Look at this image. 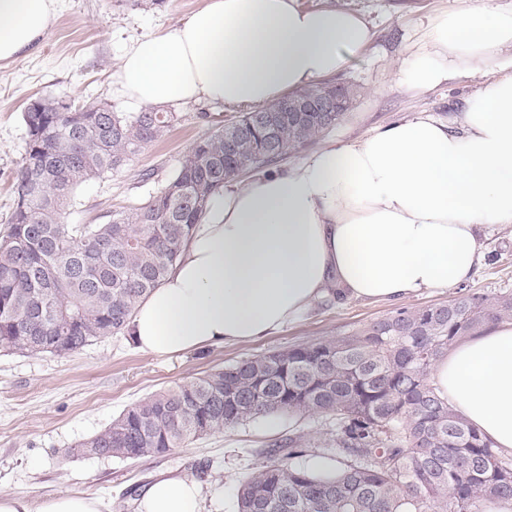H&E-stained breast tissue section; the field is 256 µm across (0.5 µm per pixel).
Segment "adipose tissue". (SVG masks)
<instances>
[{
    "instance_id": "obj_1",
    "label": "adipose tissue",
    "mask_w": 512,
    "mask_h": 512,
    "mask_svg": "<svg viewBox=\"0 0 512 512\" xmlns=\"http://www.w3.org/2000/svg\"><path fill=\"white\" fill-rule=\"evenodd\" d=\"M56 0H0V61L47 33ZM365 18L299 0H206L187 19L126 48L113 77L131 106L206 101L261 108L340 73L371 43ZM488 79L456 127L416 116L329 144L301 163L211 195L165 282L136 307L128 333L147 353L256 341L337 296L398 300L465 282L476 229L512 224V6L453 0L421 28L397 81L433 89L464 73ZM432 383L494 448L512 455V321L449 348ZM200 483L151 484L143 512H199ZM59 493L32 504L0 495V512H102Z\"/></svg>"
}]
</instances>
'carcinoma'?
<instances>
[{
	"mask_svg": "<svg viewBox=\"0 0 512 512\" xmlns=\"http://www.w3.org/2000/svg\"><path fill=\"white\" fill-rule=\"evenodd\" d=\"M339 112H245L200 137L158 193L104 224H70L76 189L119 170L178 120L145 106L115 112L66 94L31 99L9 232L0 238V345L59 357L128 332L138 303L178 261L211 194L314 141ZM512 320V295L461 293L400 309L350 336L217 368L138 400L78 445L98 459H140L268 413L326 416L261 452L238 512H482L512 500V457L493 449L431 385L457 341ZM338 458L314 475L308 449Z\"/></svg>",
	"mask_w": 512,
	"mask_h": 512,
	"instance_id": "carcinoma-1",
	"label": "carcinoma"
}]
</instances>
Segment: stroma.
<instances>
[{"instance_id":"35a3bbf8","label":"stroma","mask_w":512,"mask_h":512,"mask_svg":"<svg viewBox=\"0 0 512 512\" xmlns=\"http://www.w3.org/2000/svg\"><path fill=\"white\" fill-rule=\"evenodd\" d=\"M205 0H59L45 37L25 58L0 62V236L9 230L13 184L25 149L22 112L31 98L68 94L103 99L115 111L125 106L112 91V75L124 49L189 17ZM451 0H300L306 8L340 7L364 16L373 40L335 80L355 87L357 97L336 124L285 156L284 165L334 142L343 144L378 127L423 115L455 124L464 100L485 81L465 73L428 91H410L397 68L427 18ZM178 121L147 143L118 172L88 181L76 191L69 221L103 224L112 212L138 205L173 176L182 158L204 134L236 120L237 112L207 102L177 104ZM481 258L463 289L490 297L512 293V224L477 231ZM455 290H430L395 302L324 299L296 322L266 339L206 346L176 355L136 349L129 335L95 342L66 357H25L0 346V495L24 493L40 500L59 492L100 499L105 512H139L155 481L185 476L201 467V512H237L241 481L260 463V452L299 431H331L332 419L281 415L277 429L262 419L193 440L168 453L139 460H101L76 445L108 426L141 398L257 354L351 335L400 309L448 302Z\"/></svg>"}]
</instances>
